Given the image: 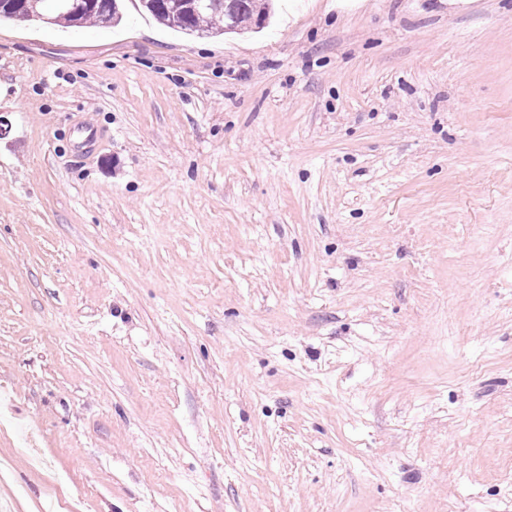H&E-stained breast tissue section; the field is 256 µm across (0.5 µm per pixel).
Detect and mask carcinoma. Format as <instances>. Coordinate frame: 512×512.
<instances>
[{"label":"carcinoma","mask_w":512,"mask_h":512,"mask_svg":"<svg viewBox=\"0 0 512 512\" xmlns=\"http://www.w3.org/2000/svg\"><path fill=\"white\" fill-rule=\"evenodd\" d=\"M91 5L76 13L60 15L56 24L82 27L91 24L110 27L122 19L121 0H90ZM141 0L142 7L161 24L188 35L212 36L235 32V29L258 30L266 25L272 0H237V13L230 19L224 14V0Z\"/></svg>","instance_id":"carcinoma-1"}]
</instances>
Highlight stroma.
<instances>
[{
    "label": "stroma",
    "instance_id": "stroma-1",
    "mask_svg": "<svg viewBox=\"0 0 512 512\" xmlns=\"http://www.w3.org/2000/svg\"><path fill=\"white\" fill-rule=\"evenodd\" d=\"M0 116L8 512H512V0L4 20ZM142 7L161 24L179 29L188 35L212 36L228 33H238L236 29L258 30L266 25L271 10L272 0H237V13L228 19L225 12H232L236 7L235 1L207 0L197 4L196 0H141ZM177 2V3H176ZM176 3V4H175Z\"/></svg>",
    "mask_w": 512,
    "mask_h": 512
}]
</instances>
